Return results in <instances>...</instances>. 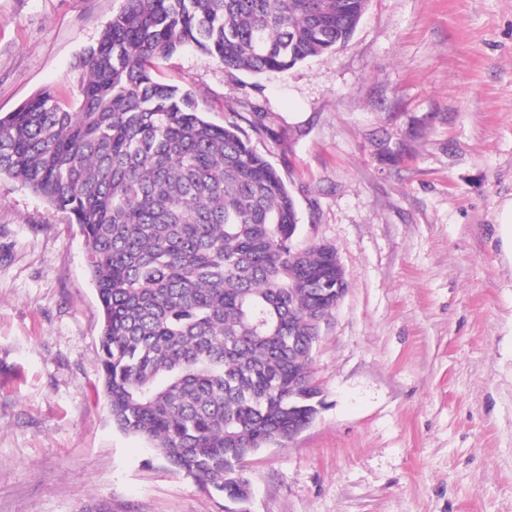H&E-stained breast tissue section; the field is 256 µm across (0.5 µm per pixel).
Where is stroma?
I'll list each match as a JSON object with an SVG mask.
<instances>
[{"label": "stroma", "mask_w": 512, "mask_h": 512, "mask_svg": "<svg viewBox=\"0 0 512 512\" xmlns=\"http://www.w3.org/2000/svg\"><path fill=\"white\" fill-rule=\"evenodd\" d=\"M123 0H0V114L75 63ZM279 171L298 241L348 290L311 365L315 421L260 450L244 502L113 427L78 225L0 179V512H512V0H370L352 40L284 73L154 61ZM266 131L253 132L255 118Z\"/></svg>", "instance_id": "obj_1"}]
</instances>
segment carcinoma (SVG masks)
Wrapping results in <instances>:
<instances>
[{
  "label": "carcinoma",
  "mask_w": 512,
  "mask_h": 512,
  "mask_svg": "<svg viewBox=\"0 0 512 512\" xmlns=\"http://www.w3.org/2000/svg\"><path fill=\"white\" fill-rule=\"evenodd\" d=\"M367 2L123 0L77 59L76 107L45 90L0 116V176L85 239L113 426L228 499L246 493L237 463L310 411L302 337L343 268L296 244L294 199L242 127L206 120L152 64L193 46L228 72H284L347 43Z\"/></svg>",
  "instance_id": "1"
}]
</instances>
